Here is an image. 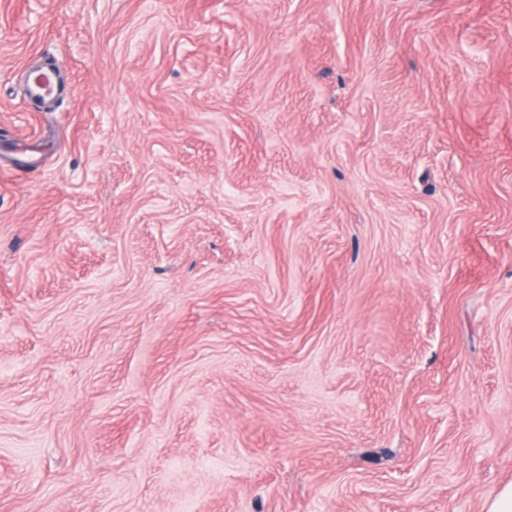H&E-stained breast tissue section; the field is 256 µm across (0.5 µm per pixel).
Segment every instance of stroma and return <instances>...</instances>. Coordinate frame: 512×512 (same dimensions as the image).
Here are the masks:
<instances>
[{
  "label": "stroma",
  "mask_w": 512,
  "mask_h": 512,
  "mask_svg": "<svg viewBox=\"0 0 512 512\" xmlns=\"http://www.w3.org/2000/svg\"><path fill=\"white\" fill-rule=\"evenodd\" d=\"M510 484L512 0H0V512ZM41 76L46 77V80H40ZM60 79L61 73L56 67L41 68L29 73L26 81L28 97L44 102L52 101L56 96Z\"/></svg>",
  "instance_id": "stroma-1"
}]
</instances>
